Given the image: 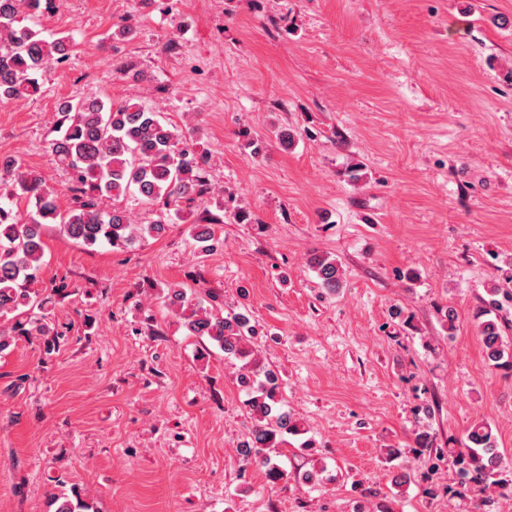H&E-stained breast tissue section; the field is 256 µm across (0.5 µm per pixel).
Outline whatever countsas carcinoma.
I'll return each instance as SVG.
<instances>
[{
  "instance_id": "carcinoma-1",
  "label": "carcinoma",
  "mask_w": 512,
  "mask_h": 512,
  "mask_svg": "<svg viewBox=\"0 0 512 512\" xmlns=\"http://www.w3.org/2000/svg\"><path fill=\"white\" fill-rule=\"evenodd\" d=\"M53 0H0V103L33 96L50 81L57 65L76 52L71 35L47 38L36 19L51 9ZM58 136L48 142L56 161L71 172L68 187L72 206L62 211L58 192L36 171L16 160H0V182L19 189L35 207L28 222L12 208L10 197L0 195V353L17 339L44 337V352L59 349L65 332L53 322L49 305L53 294L32 288L44 255L43 231L55 224L72 240L85 246L107 244L128 248L168 229L161 214L146 224L132 221L128 209L108 206L127 197L146 205L159 203L180 214L212 192L208 157L199 142L177 130L161 113L132 99L114 106L100 97L72 98L60 105ZM224 215L205 211L191 228L193 245L201 253L215 241L214 225ZM309 265L321 287L334 292L342 271L336 261L319 254ZM500 285L487 289L488 298L475 313L487 361L495 368H512V345L503 325L491 318L499 305ZM165 302L179 315L189 335L207 338L224 356L241 362L237 383L248 396L253 425L238 448L243 462L264 469L271 487L288 482V471L271 455L284 436L305 433L301 423L283 408L281 379L254 356V326L248 314L223 313L205 305L183 287L170 288ZM460 475L461 486L480 494L512 488V471L503 466L490 424L470 426L461 448L448 449ZM54 512H90L87 497L77 489L54 496Z\"/></svg>"
}]
</instances>
